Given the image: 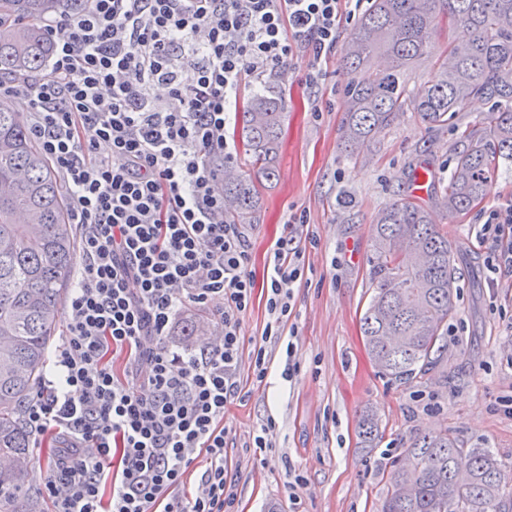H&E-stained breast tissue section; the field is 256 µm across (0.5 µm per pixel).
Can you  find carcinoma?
<instances>
[{"mask_svg":"<svg viewBox=\"0 0 512 512\" xmlns=\"http://www.w3.org/2000/svg\"><path fill=\"white\" fill-rule=\"evenodd\" d=\"M58 0H0V75L40 71L51 52L42 20ZM448 46L436 41L443 20ZM382 54L388 68L343 90L345 149L354 153L412 112L427 128L448 123L474 97L493 104L480 130L456 154L440 205L451 216L485 196L496 160L512 162V0H371L354 24L341 65L349 74ZM437 59L421 89L407 73ZM286 117L281 96L250 100L239 113L238 144L252 173L224 165L225 214L244 224L258 204L255 183L275 178ZM370 260L372 295L361 329L374 364L405 384L443 352L456 314L455 248L435 227L437 217L413 196L376 217ZM77 233L51 161L28 124L0 101V512H38L24 489L31 456L24 404L43 375L59 331V305L76 260ZM362 443H377L379 425L366 414ZM382 512H512V473L487 447L466 448L446 433L424 435L403 449L389 475Z\"/></svg>","mask_w":512,"mask_h":512,"instance_id":"1","label":"carcinoma"}]
</instances>
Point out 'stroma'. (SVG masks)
<instances>
[{
	"instance_id": "stroma-1",
	"label": "stroma",
	"mask_w": 512,
	"mask_h": 512,
	"mask_svg": "<svg viewBox=\"0 0 512 512\" xmlns=\"http://www.w3.org/2000/svg\"><path fill=\"white\" fill-rule=\"evenodd\" d=\"M318 96L299 74L271 77L268 92L287 111L277 176L262 186L254 223L245 225L251 267L262 273L270 249L283 236L305 252L307 272L294 288L300 371L285 379L282 341L262 340L267 321L265 290L241 322L242 375L248 381L224 413L227 483L235 512H381L390 471L413 438L445 432L466 446H487L512 470V283L491 286L485 262L489 245L470 237L491 206L512 201V164L499 166L483 201L467 214L441 218L438 229L464 258L457 264V312L443 362L406 384L389 382L371 361L360 318L370 299L368 259L375 217L388 203L414 192L430 202L431 188L417 190L414 174L432 169L448 182L461 140L479 127L490 108L474 98L436 130L404 113L367 150L346 157L341 145L342 90L349 77L332 55ZM319 102L321 118L311 113ZM305 212L292 224L288 215ZM268 362L264 381L250 380L256 345ZM373 412L381 439L363 448L358 435L364 412ZM272 425V446L254 453L251 443ZM301 477L299 502L288 483Z\"/></svg>"
}]
</instances>
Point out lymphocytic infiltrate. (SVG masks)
<instances>
[{"label":"lymphocytic infiltrate","mask_w":512,"mask_h":512,"mask_svg":"<svg viewBox=\"0 0 512 512\" xmlns=\"http://www.w3.org/2000/svg\"><path fill=\"white\" fill-rule=\"evenodd\" d=\"M364 0H86L45 18L43 72L0 78L62 175L80 229L67 331L24 410L34 447L55 436L42 488L53 512H232L224 410L241 391V318L255 279L242 225L224 217L215 165L243 86L302 68L319 90L343 21ZM473 225L491 273L512 277V202ZM301 248L280 238L263 275V338H282ZM209 309L219 334L174 339ZM207 465L192 474L198 457ZM190 495L180 489L188 476ZM191 318L199 327L198 336H194L196 332L195 325L192 321L187 322L182 327V335L180 336L182 341H185L183 336H186L187 338L189 336H193L192 340L190 342H186L190 345H192L195 348H199L201 346L207 345L208 342H210V339L214 335L215 331L211 324V321L209 320L207 316V311L204 309H196L191 311H186L183 316L181 317V322L179 325V331L178 334H180V327L187 318Z\"/></svg>","instance_id":"obj_1"}]
</instances>
